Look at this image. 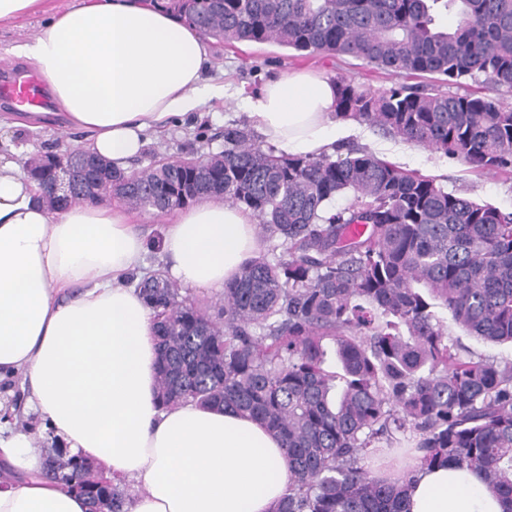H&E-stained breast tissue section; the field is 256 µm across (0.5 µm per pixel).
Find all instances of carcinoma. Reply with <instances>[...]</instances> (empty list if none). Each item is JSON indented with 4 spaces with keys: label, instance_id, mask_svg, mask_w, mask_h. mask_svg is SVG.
I'll use <instances>...</instances> for the list:
<instances>
[{
    "label": "carcinoma",
    "instance_id": "cac0c4a2",
    "mask_svg": "<svg viewBox=\"0 0 512 512\" xmlns=\"http://www.w3.org/2000/svg\"><path fill=\"white\" fill-rule=\"evenodd\" d=\"M203 35L346 56L431 84L372 91L334 78L343 118L377 126L473 169H512V106L442 85L512 89V0H173ZM450 14L444 29L436 17ZM67 156L29 159L43 186ZM100 196L165 213L200 196L254 213L281 253L224 288L212 314L162 271L138 288L155 313L158 396L232 408L281 442L290 493L273 512H407L413 471L361 464L413 441L424 465L454 462L512 512V362L464 358L439 311L471 336L512 344V212L459 196L363 149L275 155L237 128L203 171L161 158L93 173ZM353 202L330 213L336 196ZM61 451L45 475L120 512L126 494ZM406 447L405 448H378L373 454L364 459V463L366 466L370 467L371 471L379 477H393L398 474L401 470L407 469L405 465H403L402 460L398 461L396 466L390 467L387 464L386 466L380 465L382 461H377L379 457L381 460L389 461L390 457L387 453H394L397 458L403 459L405 456ZM389 457V458H388ZM385 468V470H383Z\"/></svg>",
    "mask_w": 512,
    "mask_h": 512
}]
</instances>
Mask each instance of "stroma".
Listing matches in <instances>:
<instances>
[{"label": "stroma", "instance_id": "35a3bbf8", "mask_svg": "<svg viewBox=\"0 0 512 512\" xmlns=\"http://www.w3.org/2000/svg\"><path fill=\"white\" fill-rule=\"evenodd\" d=\"M45 21V15L39 14L0 24V80L30 70V63L11 55L9 49L31 39ZM208 45L213 65L206 76L212 82L230 84L229 94L178 120L165 137L150 139L132 162V169L148 167L162 156L179 159L222 151L225 128L245 131L251 128L245 99L254 95L268 79L291 69H312L331 78L344 75L357 85L374 90L419 83L418 78L391 74L349 57L304 56L274 44L228 45L212 39ZM85 144V133L74 130L47 132L25 127L0 130V158L14 161L21 168L34 155L49 150L63 153L83 148ZM386 159L435 177L445 188L462 196L490 202L505 212L512 211V171L479 172L443 153L414 145L408 146L406 154L391 152ZM24 402L20 379L0 383V419L14 428L31 432L37 448L51 447V439L38 431L36 418L26 412Z\"/></svg>", "mask_w": 512, "mask_h": 512}]
</instances>
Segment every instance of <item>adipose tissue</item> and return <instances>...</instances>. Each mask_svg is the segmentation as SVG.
<instances>
[{"instance_id": "ef3b65f1", "label": "adipose tissue", "mask_w": 512, "mask_h": 512, "mask_svg": "<svg viewBox=\"0 0 512 512\" xmlns=\"http://www.w3.org/2000/svg\"><path fill=\"white\" fill-rule=\"evenodd\" d=\"M48 86L55 112H31L89 133V151L119 169L149 135L229 88L205 78L201 34L149 0H79L12 47ZM327 77L291 71L245 104L277 154L319 157L359 129L336 114ZM37 184L0 161V381L21 377L40 426L75 456L137 495L121 512H272L288 494V459L258 422L157 396L153 314L133 275L145 239L126 207L82 203L49 210ZM165 271L183 286L223 291L258 258L249 211L202 198L176 208L162 234ZM29 434L0 424V512H86L82 496L43 478ZM408 512H503L478 475L448 463L414 465Z\"/></svg>"}]
</instances>
